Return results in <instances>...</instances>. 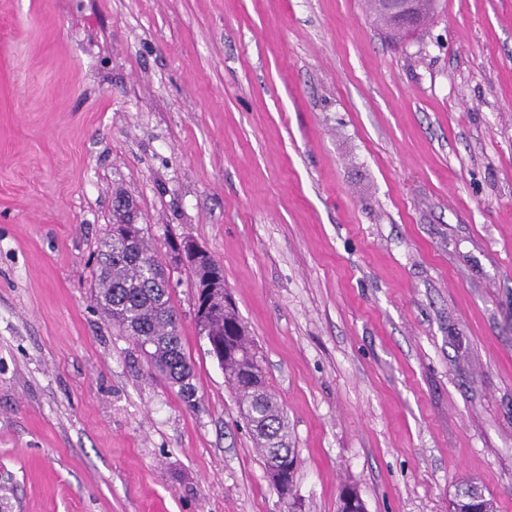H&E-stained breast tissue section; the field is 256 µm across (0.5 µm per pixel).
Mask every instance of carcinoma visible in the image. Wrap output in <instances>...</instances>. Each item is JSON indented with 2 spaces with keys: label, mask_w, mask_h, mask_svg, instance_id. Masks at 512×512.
Returning a JSON list of instances; mask_svg holds the SVG:
<instances>
[{
  "label": "carcinoma",
  "mask_w": 512,
  "mask_h": 512,
  "mask_svg": "<svg viewBox=\"0 0 512 512\" xmlns=\"http://www.w3.org/2000/svg\"><path fill=\"white\" fill-rule=\"evenodd\" d=\"M369 13L395 38L382 9V0H370ZM134 215L120 207L115 215L122 232L112 234L100 256L98 301L112 324L132 336L146 354L152 369L179 389L186 405L197 408L194 368L179 331V318L171 303L170 274L150 248L144 228L133 223ZM194 286L206 293L215 316L208 322L209 353L224 370L251 431L255 451L264 465L279 456L297 461L289 440L288 419L262 374L253 342L235 308L224 295V276L219 263L197 267L187 263ZM451 512H496L494 500L473 482L460 485Z\"/></svg>",
  "instance_id": "cac0c4a2"
}]
</instances>
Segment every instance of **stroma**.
<instances>
[{
  "instance_id": "obj_1",
  "label": "stroma",
  "mask_w": 512,
  "mask_h": 512,
  "mask_svg": "<svg viewBox=\"0 0 512 512\" xmlns=\"http://www.w3.org/2000/svg\"><path fill=\"white\" fill-rule=\"evenodd\" d=\"M119 193L220 262L297 512H512V0H0V512H287L184 267L197 410L102 314ZM389 13L400 25L411 29L416 25L415 1L416 0H385ZM451 512H496L494 500L474 482L460 485L451 502Z\"/></svg>"
}]
</instances>
